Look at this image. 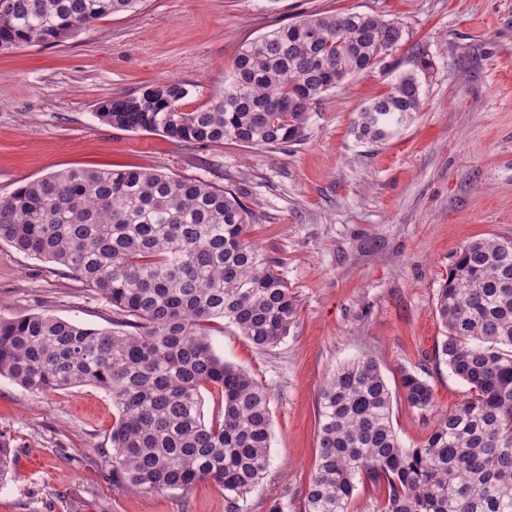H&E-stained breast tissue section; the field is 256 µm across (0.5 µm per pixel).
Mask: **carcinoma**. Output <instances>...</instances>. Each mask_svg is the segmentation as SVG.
Wrapping results in <instances>:
<instances>
[{"label": "carcinoma", "instance_id": "cac0c4a2", "mask_svg": "<svg viewBox=\"0 0 512 512\" xmlns=\"http://www.w3.org/2000/svg\"><path fill=\"white\" fill-rule=\"evenodd\" d=\"M143 0H0V50L59 43ZM405 40L398 21L316 13L241 45L224 89L192 111L177 80L160 94L113 97L103 122L179 143L226 140L277 147L302 139L312 106L357 74L386 65ZM413 73L361 109L357 137L391 135L418 112ZM241 192L138 169H71L26 182L0 199V243L63 266L112 308V328L47 313H0V377L46 394L91 384L112 395L115 421L102 454L117 487L184 489L211 479L228 512L271 463L266 389L214 351L218 321L258 348L290 332L295 300L275 261L249 239ZM445 329L435 359L469 386L423 444L406 447L393 396L369 356L334 371L318 396V453L304 512H348L356 482L381 492L377 512H512V244L469 242L438 288ZM217 399L207 421L203 393ZM401 397L434 407L422 376L403 371ZM13 465L0 434V480Z\"/></svg>", "mask_w": 512, "mask_h": 512}]
</instances>
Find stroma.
Masks as SVG:
<instances>
[{
  "label": "stroma",
  "instance_id": "stroma-1",
  "mask_svg": "<svg viewBox=\"0 0 512 512\" xmlns=\"http://www.w3.org/2000/svg\"><path fill=\"white\" fill-rule=\"evenodd\" d=\"M400 19V69L415 72L422 107L383 143L359 140L360 110L398 71L357 75L313 106L303 140L283 148L233 141L201 147L112 127L100 102L170 80L186 110L224 88L240 45L314 13ZM428 66L416 69L413 52ZM73 168H139L242 191L249 237L295 298L290 333L256 348L232 325L211 336L217 355L270 395L271 465L241 512H303L316 462L319 390L336 367L371 356L390 389L402 371L433 388L421 412L396 398L393 424L409 447L469 395L437 362V290L460 248L512 240V0H143L58 44L0 51V198ZM0 311L48 313L108 329L112 310L67 269L0 243ZM115 420L93 385L49 394L0 377V434L11 477L0 512H227L224 490L145 492L113 485L100 455Z\"/></svg>",
  "mask_w": 512,
  "mask_h": 512
}]
</instances>
